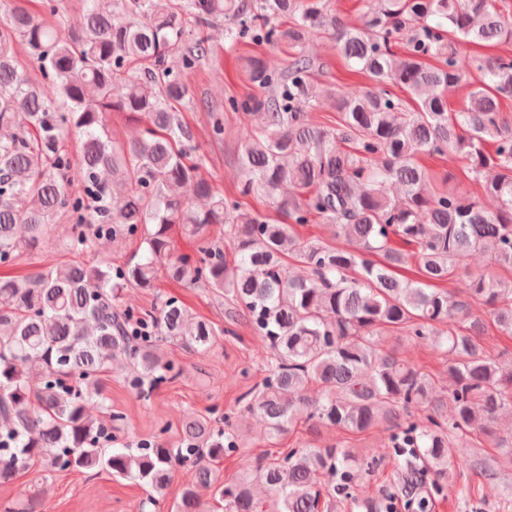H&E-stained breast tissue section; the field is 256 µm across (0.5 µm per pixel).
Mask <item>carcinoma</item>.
Instances as JSON below:
<instances>
[{
    "label": "carcinoma",
    "instance_id": "obj_1",
    "mask_svg": "<svg viewBox=\"0 0 512 512\" xmlns=\"http://www.w3.org/2000/svg\"><path fill=\"white\" fill-rule=\"evenodd\" d=\"M71 19L61 0H41L36 13L14 5L0 19V263L33 251L67 221L59 261L21 279H0V483L31 463L42 471H106L140 480L162 494L176 467L192 477L171 512H203L201 492L224 512H324L331 490L320 473L340 475L345 489L359 468L350 448L307 443L282 457L258 456L232 485L218 467L244 447L239 430L188 415L176 446L163 439L112 447V414L101 374L127 357L131 386L146 397L172 364L160 341L209 352L224 330L196 319L176 297L134 314L121 305L126 288H153L167 277L224 298L228 320L244 318L269 344L266 375L243 395L240 411L266 424L276 443L303 419L312 430L362 435L388 432L383 447L401 461L402 488L431 475L444 481L459 448L479 433L512 466V359L487 350L486 326L512 338V281L480 278L466 299L429 282L448 279L474 251L512 268V124L500 112L512 97V54H461L463 41L512 43V19L496 0H361L357 22L331 12L327 0H80ZM225 21L224 47L243 43L288 49V65L270 71L249 56L244 75L260 95L228 109L262 121L241 133L243 178L226 196L203 174L195 133L177 116L190 100L184 71L213 54L202 28ZM410 48L399 55L400 37ZM328 34L340 55L371 84L349 92L317 82L305 44ZM27 47L29 65L14 46ZM181 55L182 69L168 60ZM124 92L116 96L113 88ZM468 87L467 102L448 111L445 93ZM408 91L407 109L389 87ZM336 125L311 122L325 105ZM142 126L124 144L110 116ZM78 136L80 146L68 142ZM422 155L462 159L496 211L453 190L435 189ZM400 197L386 196V185ZM260 194L285 217L244 207ZM319 220L360 245L356 251L302 242L293 225ZM233 240L231 253L214 226ZM197 244L194 257L173 256V232ZM413 246L404 253L393 238ZM140 241L121 265L80 260L103 241ZM308 270L293 277L286 258ZM417 263L425 282L398 278ZM489 323L472 318L471 304ZM457 319L465 326L443 330ZM399 331L433 337L450 356L448 389L381 349ZM426 409L419 425L415 410ZM109 412L108 419L92 410ZM260 483L275 493L264 502Z\"/></svg>",
    "mask_w": 512,
    "mask_h": 512
}]
</instances>
